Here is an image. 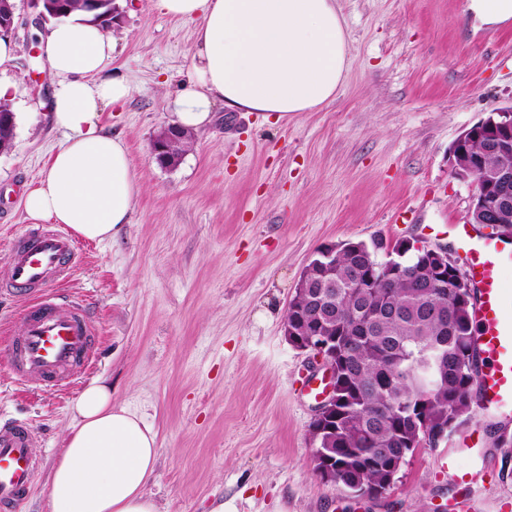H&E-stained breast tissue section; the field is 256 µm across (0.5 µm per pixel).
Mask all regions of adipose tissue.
Listing matches in <instances>:
<instances>
[{"mask_svg": "<svg viewBox=\"0 0 512 512\" xmlns=\"http://www.w3.org/2000/svg\"><path fill=\"white\" fill-rule=\"evenodd\" d=\"M156 6L197 25L194 81L171 101L182 127L209 125L218 103L276 121L315 111L335 100L348 71L336 0H156ZM115 46L83 10L47 27L43 49L58 78L52 119L65 138L24 199L32 221L63 224L98 242L129 223L141 191L124 140L99 125L102 105L131 94L124 78L102 74ZM73 411L50 476L49 512H159L147 492L158 461L153 429L96 381Z\"/></svg>", "mask_w": 512, "mask_h": 512, "instance_id": "1", "label": "adipose tissue"}]
</instances>
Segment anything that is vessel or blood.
I'll list each match as a JSON object with an SVG mask.
<instances>
[{"label":"vessel or blood","mask_w":512,"mask_h":512,"mask_svg":"<svg viewBox=\"0 0 512 512\" xmlns=\"http://www.w3.org/2000/svg\"><path fill=\"white\" fill-rule=\"evenodd\" d=\"M448 230L462 249L475 299L472 317L481 367L476 384L480 418L512 416V283L502 271L512 265V249L503 240L473 235L464 224ZM82 257L79 242L62 224L26 227L12 240L0 289L25 296L22 331L11 337L6 358L18 383L62 391L93 364L97 332L83 304L53 290ZM37 434L24 422L0 425V512H20L36 481L40 462L33 448ZM477 471L457 473L456 512H470L468 493Z\"/></svg>","instance_id":"b4317fda"}]
</instances>
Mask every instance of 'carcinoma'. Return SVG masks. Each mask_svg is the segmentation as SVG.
<instances>
[{
    "label": "carcinoma",
    "mask_w": 512,
    "mask_h": 512,
    "mask_svg": "<svg viewBox=\"0 0 512 512\" xmlns=\"http://www.w3.org/2000/svg\"><path fill=\"white\" fill-rule=\"evenodd\" d=\"M481 167L502 157L487 138L467 147ZM384 241H349L336 251V281L293 296L286 319L313 322L336 339V416L312 430L317 454L333 459L336 486L351 494L387 491L407 455L420 447L425 424L457 431L471 418L476 358L472 301L441 288L425 256L401 258L408 274L389 279ZM365 268L371 281L352 287Z\"/></svg>",
    "instance_id": "obj_1"
}]
</instances>
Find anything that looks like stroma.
I'll list each match as a JSON object with an SVG mask.
<instances>
[{"instance_id": "1", "label": "stroma", "mask_w": 512, "mask_h": 512, "mask_svg": "<svg viewBox=\"0 0 512 512\" xmlns=\"http://www.w3.org/2000/svg\"><path fill=\"white\" fill-rule=\"evenodd\" d=\"M336 2L351 63L332 103L279 122L216 104L181 162L163 168L151 142L193 83L196 24L160 14L155 0H120L104 73L132 93L103 107L100 122L124 139L143 189L130 223L85 241L83 263L58 289L83 301L97 329L92 369L60 392L19 385L5 350L25 300L0 294V421L28 419L40 435L21 512H48L72 406L97 379L157 432L147 491L161 512H439L452 486L438 463L446 452L460 469L490 460L480 512H500L512 495V419L484 420L472 450L459 431L416 449L377 497L345 495L313 470L319 402L303 392L312 356L284 335L304 267L328 243L447 245L449 225L469 223L475 192L449 149L512 104L511 22L483 27L466 0ZM14 4V59L0 69L16 115L14 145L0 154V265L29 223L27 188L63 140L40 42L47 24L33 0Z\"/></svg>"}]
</instances>
